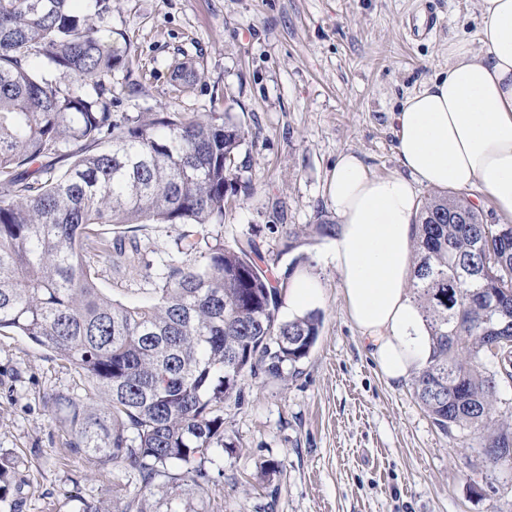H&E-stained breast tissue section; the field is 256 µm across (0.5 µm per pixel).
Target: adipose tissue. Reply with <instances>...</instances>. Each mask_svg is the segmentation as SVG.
I'll return each instance as SVG.
<instances>
[{
    "label": "adipose tissue",
    "instance_id": "1",
    "mask_svg": "<svg viewBox=\"0 0 512 512\" xmlns=\"http://www.w3.org/2000/svg\"><path fill=\"white\" fill-rule=\"evenodd\" d=\"M482 48L450 42L448 69L392 115L400 172L340 153L327 194L336 234L315 260L336 269L348 315L384 378L406 382L429 347L410 286L420 186L474 187L512 219V0H481Z\"/></svg>",
    "mask_w": 512,
    "mask_h": 512
}]
</instances>
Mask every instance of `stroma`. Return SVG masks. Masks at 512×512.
<instances>
[{"label":"stroma","instance_id":"35a3bbf8","mask_svg":"<svg viewBox=\"0 0 512 512\" xmlns=\"http://www.w3.org/2000/svg\"><path fill=\"white\" fill-rule=\"evenodd\" d=\"M428 9L436 25L413 34ZM480 24L479 0H112V29L129 37L143 85L118 111L232 112L249 131L238 177L252 196L229 203L220 224L148 225L138 233L145 259L174 252L183 233L249 236L279 277L302 265L323 286L309 355L283 379L247 380L225 409L234 446L211 464L214 484L177 500L152 488L148 512H512V479L491 480L467 440L442 434L411 383L386 382L339 275L314 260L325 242L314 226L336 221L326 186L338 154L397 171L393 112L447 70L449 42H474ZM187 59L197 73L175 88L172 71ZM147 285L125 259L99 267V288L121 302ZM75 381L70 365L0 332V454L16 462L0 512H80L121 495L123 471L66 449L48 395Z\"/></svg>","mask_w":512,"mask_h":512}]
</instances>
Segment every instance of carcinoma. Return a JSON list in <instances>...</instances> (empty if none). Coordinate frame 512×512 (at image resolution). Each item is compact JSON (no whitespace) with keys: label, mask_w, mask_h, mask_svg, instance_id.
<instances>
[{"label":"carcinoma","mask_w":512,"mask_h":512,"mask_svg":"<svg viewBox=\"0 0 512 512\" xmlns=\"http://www.w3.org/2000/svg\"><path fill=\"white\" fill-rule=\"evenodd\" d=\"M111 18L112 0H0V330L74 367L75 387L50 397L68 450L122 468L133 488L82 512H145L156 485L209 488L206 464L233 447L226 404L247 379L278 380L306 358L321 318L279 319L287 283L250 237L183 235L178 256L146 263L153 287L139 305L98 287L90 259L124 245L98 225L221 224L229 197L253 193L236 176L249 130L234 113L112 112L142 85L114 80L132 56ZM173 76L190 81L194 63ZM416 248L430 349L414 394L442 433L471 437L491 471L512 470L486 452L512 448V425L495 419L500 376L512 377V224L434 192ZM459 263L477 277L462 281Z\"/></svg>","instance_id":"carcinoma-1"}]
</instances>
